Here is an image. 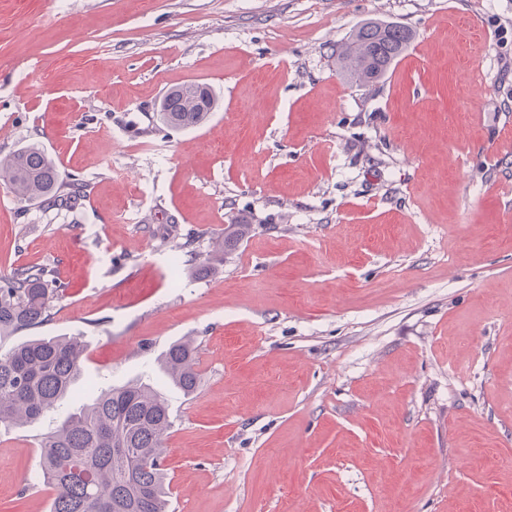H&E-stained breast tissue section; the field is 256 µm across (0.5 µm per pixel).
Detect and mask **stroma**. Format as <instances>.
Masks as SVG:
<instances>
[{"label":"stroma","instance_id":"1","mask_svg":"<svg viewBox=\"0 0 512 512\" xmlns=\"http://www.w3.org/2000/svg\"><path fill=\"white\" fill-rule=\"evenodd\" d=\"M368 21L415 37L365 86L334 50ZM183 83L218 107L160 129ZM508 135L512 0H0V159L85 184L0 186V277L52 269L36 333L87 345L78 401L0 427V512H49L38 438L132 380L169 405V512H512ZM0 183L18 201H39L50 208L73 210L84 198L83 180L63 175L37 143L26 144L0 160ZM251 231V224H231L224 230V238L217 239L213 243L212 254L209 255L202 268L209 271L215 261L222 260L221 257L223 255L232 253L237 248V245L249 236ZM195 352L192 341L180 340L169 346L162 359L163 372L185 394L193 393L197 387Z\"/></svg>","mask_w":512,"mask_h":512}]
</instances>
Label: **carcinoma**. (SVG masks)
<instances>
[{
  "label": "carcinoma",
  "instance_id": "cac0c4a2",
  "mask_svg": "<svg viewBox=\"0 0 512 512\" xmlns=\"http://www.w3.org/2000/svg\"><path fill=\"white\" fill-rule=\"evenodd\" d=\"M414 37L401 25L365 22L336 48L343 73L361 84L377 81ZM211 89L186 83L160 103L162 124L175 130L203 124L216 109ZM0 183L20 202L73 210L84 183L64 175L37 143L0 160ZM252 231L232 224L213 243L206 271L232 253ZM67 291L51 271L19 266L0 279V343L42 325ZM86 345L77 336L36 337L0 349V426L17 427L55 411L72 396ZM196 349L177 341L162 359L167 378L186 394L197 387ZM172 426L162 395L139 381L101 389L39 440L43 479L53 492L51 512H168L162 463Z\"/></svg>",
  "mask_w": 512,
  "mask_h": 512
}]
</instances>
